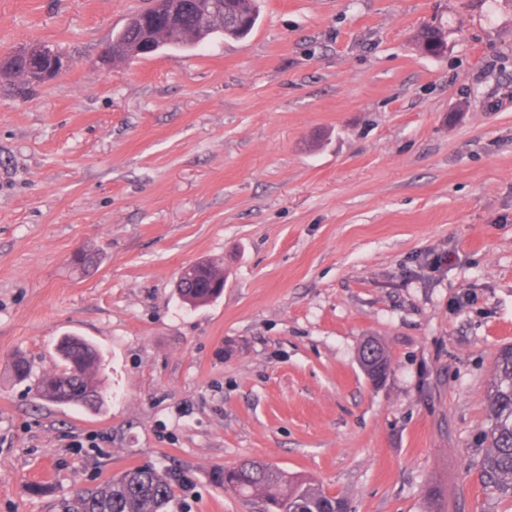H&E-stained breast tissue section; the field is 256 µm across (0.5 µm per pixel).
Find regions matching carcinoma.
<instances>
[{
  "instance_id": "obj_1",
  "label": "carcinoma",
  "mask_w": 512,
  "mask_h": 512,
  "mask_svg": "<svg viewBox=\"0 0 512 512\" xmlns=\"http://www.w3.org/2000/svg\"><path fill=\"white\" fill-rule=\"evenodd\" d=\"M224 11L205 20L192 13L181 15L176 25L168 26L164 3L151 0V5L134 15L133 24L112 38V62L118 63L143 56L149 44L162 35L160 47L180 49L196 46L211 35L221 33L239 38L248 34L259 16L258 0H223ZM443 34L436 26L419 30L416 42L422 53L431 51ZM29 60L12 54L0 62V74L19 79L17 87L27 89L42 81H28L24 73ZM204 276L188 288L179 289L184 303L205 305L222 293L214 283L224 281L223 261L203 260ZM59 368L37 378L35 391L39 398L58 404L92 406L101 398L94 381L99 353L90 344L64 337L58 344ZM360 360L375 365V375L387 378L391 357L378 340L365 342ZM489 426L482 431L481 447L485 448L479 465L482 482L495 488L502 496L512 498V345L503 347L496 358L489 390ZM212 481L237 495L257 496L265 504V512H345L341 500L328 496L309 482L292 476L262 460H244L231 468L219 467L211 474ZM173 477L150 467H135L91 491H79L70 497L65 512H167L173 499Z\"/></svg>"
}]
</instances>
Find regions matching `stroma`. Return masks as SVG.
<instances>
[{"instance_id": "obj_1", "label": "stroma", "mask_w": 512, "mask_h": 512, "mask_svg": "<svg viewBox=\"0 0 512 512\" xmlns=\"http://www.w3.org/2000/svg\"><path fill=\"white\" fill-rule=\"evenodd\" d=\"M146 4L0 0V59L71 62L0 77V512L146 466L169 512H262L211 480L246 459L347 512H512L478 466L512 344V0H262L246 38L103 66ZM208 258L224 294L189 307ZM66 335L101 355L98 406L12 376ZM29 67V60L27 57L23 55L11 54L8 57L3 58V61L0 63V74H6L13 78H18L19 83L14 84V86L19 87L20 89H28L32 85H40L45 82L38 81H28L24 78V73ZM200 262L185 266L179 275L177 288L184 303L196 307L205 305L218 298L224 291V288H212L216 282H224L223 261L221 259H205L204 276L197 279L196 283L191 284L190 288H180L185 282L194 279L202 270ZM368 351L371 352L368 355ZM360 363L364 369L363 360L367 362L368 365H375V376H382L380 382L384 381L391 369V357L385 348V346L378 340L374 342L366 341L360 348L359 352ZM374 382V383H380Z\"/></svg>"}]
</instances>
